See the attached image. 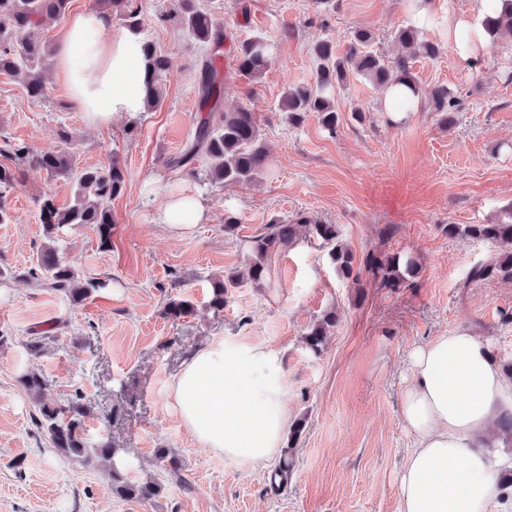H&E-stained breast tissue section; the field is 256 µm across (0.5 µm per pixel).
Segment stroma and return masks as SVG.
Listing matches in <instances>:
<instances>
[{
    "label": "stroma",
    "instance_id": "stroma-1",
    "mask_svg": "<svg viewBox=\"0 0 512 512\" xmlns=\"http://www.w3.org/2000/svg\"><path fill=\"white\" fill-rule=\"evenodd\" d=\"M197 3L226 28L222 55L233 56L253 36L272 45L273 61L259 79L225 78L220 104L256 115L269 165L253 184L209 185L201 156L189 169L167 163L195 138L198 73L215 52L173 17L174 0H139L141 38L170 61L156 109L118 112L93 126L69 99L55 59L46 62L45 99L30 98L17 79L0 74V146H54L64 125L80 140L81 166L118 164L126 182L112 201L109 247L90 227L66 230L59 243L84 275L108 283L80 305L25 276L45 241L37 200L68 203L70 183L25 166L5 199L13 220L0 224V268L13 275L0 280V335L7 338L0 346V512H399L397 478L411 446L400 394L413 350L465 328L490 345L500 366L512 363V281L467 278L496 246L441 230L491 224L512 209V35L490 47L480 70L467 69L444 28L449 17L469 15L475 0H429L435 21L423 32L443 49L433 60L415 58L412 72L422 87L443 84L456 95L454 123L419 110L390 124L379 91L354 77L336 97L331 138L312 116L289 125L282 92L314 81L316 43L334 41L345 54L359 27L374 33L387 60L406 55L394 32L409 17L408 0ZM169 195L204 204L206 219L191 236L173 237L156 224ZM230 208L240 219L231 236L224 232ZM298 214L336 225L355 260L389 249L414 253L419 276L396 291L367 276L356 284L336 274L320 241L304 238L269 259L266 286L241 284L222 309L211 307L212 282L239 269L248 239ZM171 296L192 301L193 315L164 317ZM329 309L338 321L315 356L303 337ZM52 324L56 338L30 354L35 329ZM219 340L263 347L280 363L287 419L304 422L287 485L271 479L278 460L225 456L182 423L173 383L197 348ZM30 369L42 372L49 398L82 393L92 407L89 438L129 449L132 476L158 478L161 495L149 502L113 497L110 461L84 465L58 456L19 382ZM160 448L179 455V473L160 465Z\"/></svg>",
    "mask_w": 512,
    "mask_h": 512
}]
</instances>
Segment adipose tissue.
Wrapping results in <instances>:
<instances>
[{"label": "adipose tissue", "instance_id": "ef3b65f1", "mask_svg": "<svg viewBox=\"0 0 512 512\" xmlns=\"http://www.w3.org/2000/svg\"><path fill=\"white\" fill-rule=\"evenodd\" d=\"M501 0H477L473 14L448 22L459 59L479 67L490 43L481 21ZM109 15L79 11L56 41V68L89 123L141 111L146 60L140 36L105 38ZM206 218L194 196L168 198L158 213L170 235L185 237ZM280 366L259 346L207 344L176 377L182 421L204 447L253 461L271 459L284 430ZM512 413V379L490 347L458 329L417 347L402 392L400 417L413 446L399 478V512H503L512 504L495 471L493 426Z\"/></svg>", "mask_w": 512, "mask_h": 512}]
</instances>
